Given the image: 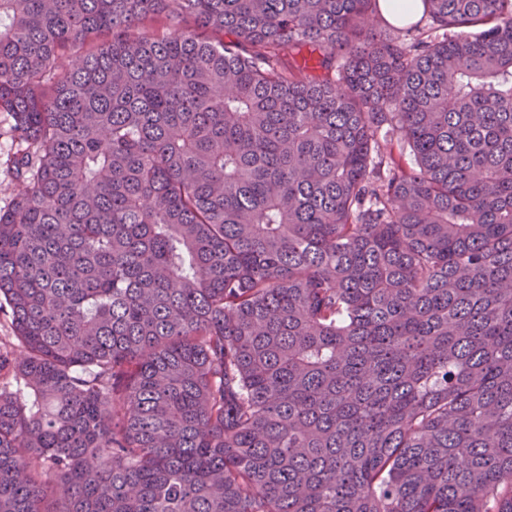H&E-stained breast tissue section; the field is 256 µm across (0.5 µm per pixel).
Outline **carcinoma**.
<instances>
[{
    "instance_id": "obj_1",
    "label": "carcinoma",
    "mask_w": 512,
    "mask_h": 512,
    "mask_svg": "<svg viewBox=\"0 0 512 512\" xmlns=\"http://www.w3.org/2000/svg\"><path fill=\"white\" fill-rule=\"evenodd\" d=\"M423 4L0 0V512H512V0ZM384 4V15L391 21L399 19L401 16H406L405 13H414L419 16L421 14L422 5L421 0H386ZM12 124V118L0 112V209L10 207L18 189L9 161L18 148Z\"/></svg>"
}]
</instances>
